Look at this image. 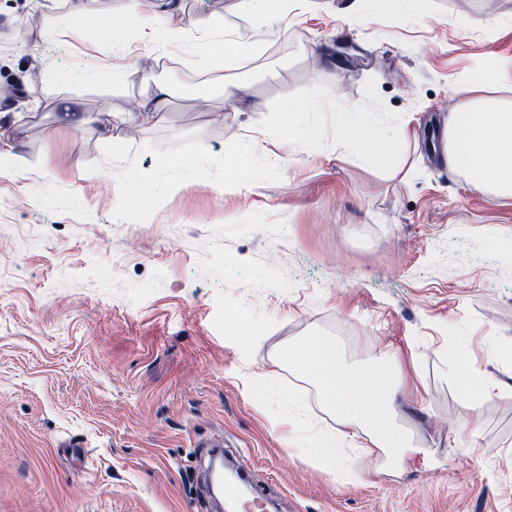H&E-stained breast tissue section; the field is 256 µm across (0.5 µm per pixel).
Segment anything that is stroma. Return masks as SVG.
Returning a JSON list of instances; mask_svg holds the SVG:
<instances>
[{
    "mask_svg": "<svg viewBox=\"0 0 512 512\" xmlns=\"http://www.w3.org/2000/svg\"><path fill=\"white\" fill-rule=\"evenodd\" d=\"M346 2L261 31L236 71L265 107L252 128L143 43L123 81L73 78L77 40L44 36L64 0H0V88L23 91L0 96V140L30 161L0 177V512H212L198 449L217 433L271 512H512V197L473 189L434 148L478 67L512 63V25L490 24L512 0L388 5L367 25ZM154 81L167 110L130 129ZM293 99L319 104L317 145L280 134ZM340 112L396 142L401 171L344 156ZM238 156L250 181L231 191ZM140 193L153 209L129 205ZM314 333L402 363L397 417L427 455L398 475L377 451L352 476L321 460L342 446L336 419L282 357ZM461 364L499 385L480 410Z\"/></svg>",
    "mask_w": 512,
    "mask_h": 512,
    "instance_id": "1",
    "label": "stroma"
}]
</instances>
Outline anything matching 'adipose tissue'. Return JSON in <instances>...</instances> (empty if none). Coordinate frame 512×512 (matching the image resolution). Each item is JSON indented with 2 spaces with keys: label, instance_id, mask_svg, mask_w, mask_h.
<instances>
[{
  "label": "adipose tissue",
  "instance_id": "adipose-tissue-1",
  "mask_svg": "<svg viewBox=\"0 0 512 512\" xmlns=\"http://www.w3.org/2000/svg\"><path fill=\"white\" fill-rule=\"evenodd\" d=\"M310 0H239L240 9L266 24L304 15ZM183 0H126L123 10L101 20L102 35L123 43L132 23H140L139 37L152 45L190 52L189 63L208 77L209 84L234 96L245 111L262 113L248 85L229 71V63L243 46V35L227 30L224 19L210 16L186 26ZM512 84V68L495 64L477 70L464 88L465 101L450 113L444 132V154L449 168L462 171L476 188L512 194V99L490 98L489 85ZM338 144L358 163L391 173L398 154L388 141L364 131L350 113L336 115ZM285 359L319 390L325 406L336 417L349 443L367 437L387 463L402 471L406 461L424 453L414 434L396 420L395 405L403 394L405 373L387 353L357 366L347 365L337 341L315 334L289 347Z\"/></svg>",
  "mask_w": 512,
  "mask_h": 512
}]
</instances>
